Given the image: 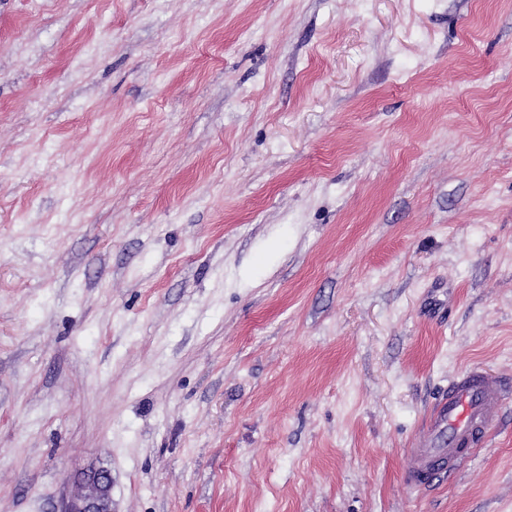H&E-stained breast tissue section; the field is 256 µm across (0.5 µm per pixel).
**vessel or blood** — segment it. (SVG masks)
I'll list each match as a JSON object with an SVG mask.
<instances>
[{
    "label": "vessel or blood",
    "instance_id": "obj_1",
    "mask_svg": "<svg viewBox=\"0 0 512 512\" xmlns=\"http://www.w3.org/2000/svg\"><path fill=\"white\" fill-rule=\"evenodd\" d=\"M499 396V389L476 369L457 373L434 404L423 440L408 451L410 482L428 488L441 475L454 473L485 441Z\"/></svg>",
    "mask_w": 512,
    "mask_h": 512
}]
</instances>
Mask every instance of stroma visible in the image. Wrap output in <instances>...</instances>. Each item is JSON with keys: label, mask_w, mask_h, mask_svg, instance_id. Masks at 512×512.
<instances>
[{"label": "stroma", "mask_w": 512, "mask_h": 512, "mask_svg": "<svg viewBox=\"0 0 512 512\" xmlns=\"http://www.w3.org/2000/svg\"><path fill=\"white\" fill-rule=\"evenodd\" d=\"M481 368L487 444L406 478ZM512 512V0H0V512ZM82 481L85 492L63 503L60 512H112V477L104 469L90 471Z\"/></svg>", "instance_id": "stroma-1"}]
</instances>
